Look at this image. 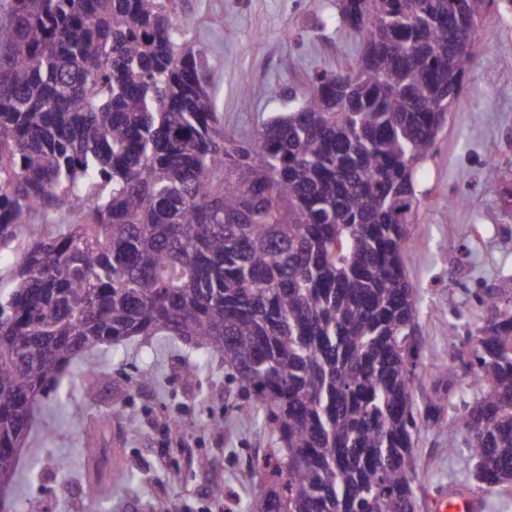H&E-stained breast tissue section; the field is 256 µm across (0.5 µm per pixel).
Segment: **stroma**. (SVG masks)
<instances>
[{"mask_svg":"<svg viewBox=\"0 0 512 512\" xmlns=\"http://www.w3.org/2000/svg\"><path fill=\"white\" fill-rule=\"evenodd\" d=\"M176 2L188 38L208 49L225 127L245 138L290 102H303L315 74L343 69L361 51L360 36L337 19L336 0ZM475 38L478 52L464 90L446 114L433 156L415 173L421 204L403 251L422 340L416 407L425 410L438 390L456 384L438 420L418 422L417 512H434L436 495L456 490L481 499L483 512H512V495L474 478L463 421L476 392L451 355L483 324L476 292L512 282V67L501 59L502 48L512 45V11L491 5ZM243 79L251 86L246 100L239 95ZM452 197L464 200L453 213ZM120 352L117 358L108 350L92 353L103 373L92 392L81 384V363L62 379L83 410L82 425L50 402L34 409L29 445L16 462L15 512H92L84 464L90 449L101 447L110 449L113 469L135 476L127 488H103L110 512H155L161 502L168 512H241L258 490L250 476L273 440L220 357L164 336L131 338ZM176 418L195 422V429L171 437L166 425ZM216 420L223 429L213 428ZM58 457L69 460V473L58 470ZM175 465L183 482L164 485Z\"/></svg>","mask_w":512,"mask_h":512,"instance_id":"35a3bbf8","label":"stroma"}]
</instances>
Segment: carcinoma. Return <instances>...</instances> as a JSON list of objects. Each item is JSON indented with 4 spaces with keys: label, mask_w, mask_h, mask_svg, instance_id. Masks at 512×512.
I'll list each match as a JSON object with an SVG mask.
<instances>
[{
    "label": "carcinoma",
    "mask_w": 512,
    "mask_h": 512,
    "mask_svg": "<svg viewBox=\"0 0 512 512\" xmlns=\"http://www.w3.org/2000/svg\"><path fill=\"white\" fill-rule=\"evenodd\" d=\"M490 0H336L360 57L250 139L172 0L0 3V500L34 408L135 336L220 355L276 447L244 512H416L414 175ZM464 361L476 479L512 491V286Z\"/></svg>",
    "instance_id": "1"
}]
</instances>
